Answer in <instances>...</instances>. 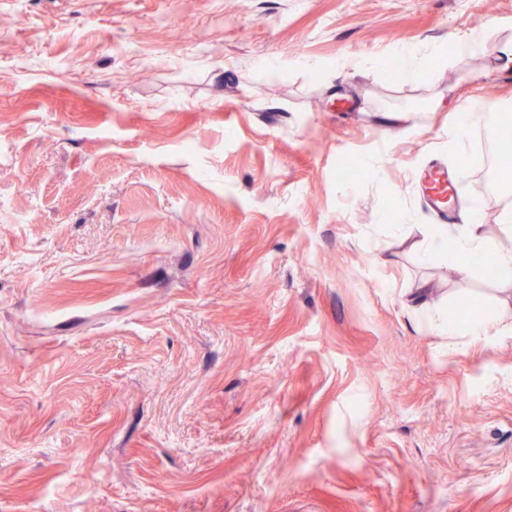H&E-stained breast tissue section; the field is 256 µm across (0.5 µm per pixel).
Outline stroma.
Masks as SVG:
<instances>
[{
    "label": "stroma",
    "instance_id": "1",
    "mask_svg": "<svg viewBox=\"0 0 512 512\" xmlns=\"http://www.w3.org/2000/svg\"><path fill=\"white\" fill-rule=\"evenodd\" d=\"M512 0H0V512H512V317L419 264L421 169L497 248L512 191L448 151L512 101L495 43L420 85L356 61ZM459 122L448 129V146L461 155L466 146L467 136L470 128V121L473 109L469 101L463 102L458 107ZM423 300V297L421 298ZM481 312V313H480ZM480 313L479 316H477ZM417 321L426 326L434 327L438 330L448 332L449 320H471L465 327L459 330V334L469 340H479L482 338L490 339L496 336L492 335L493 331L500 330L504 317L507 315V309L481 311L480 304L476 296H470L466 302H461L453 308L444 311L439 305L429 306L423 300L421 307L415 310ZM477 316V317H476ZM476 317V318H475Z\"/></svg>",
    "mask_w": 512,
    "mask_h": 512
}]
</instances>
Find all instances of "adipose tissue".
Wrapping results in <instances>:
<instances>
[{
	"mask_svg": "<svg viewBox=\"0 0 512 512\" xmlns=\"http://www.w3.org/2000/svg\"><path fill=\"white\" fill-rule=\"evenodd\" d=\"M464 216L467 221L465 233L452 237L447 229L435 231L420 253L421 261L428 263L437 256L455 257L461 261V272L468 275L481 269L486 256L491 254L495 257L498 282L512 285V250H492L482 231L480 202L469 201L464 208Z\"/></svg>",
	"mask_w": 512,
	"mask_h": 512,
	"instance_id": "obj_1",
	"label": "adipose tissue"
}]
</instances>
